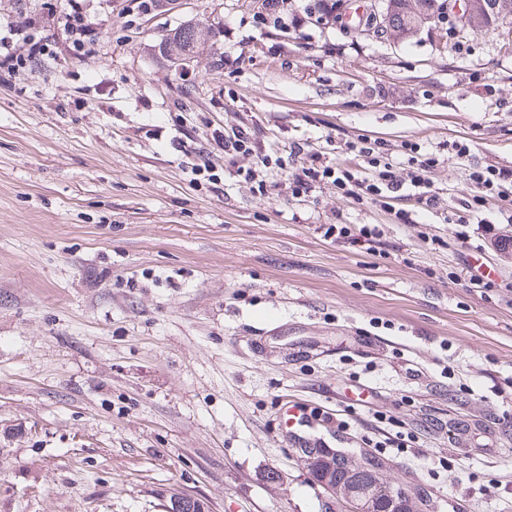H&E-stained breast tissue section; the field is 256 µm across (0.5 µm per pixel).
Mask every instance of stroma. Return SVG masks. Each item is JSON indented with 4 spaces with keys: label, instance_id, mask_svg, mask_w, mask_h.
<instances>
[{
    "label": "stroma",
    "instance_id": "1",
    "mask_svg": "<svg viewBox=\"0 0 512 512\" xmlns=\"http://www.w3.org/2000/svg\"><path fill=\"white\" fill-rule=\"evenodd\" d=\"M70 12L0 0L47 45L0 72V512H165L177 493L341 512L282 437L285 396L415 512H512V196L466 211L473 168L512 169V45L445 14L364 35L321 0H83L77 47ZM190 19L221 33L177 70L157 46ZM239 126L256 151L225 155L214 134ZM362 139L399 169L405 143L436 154L447 213L239 175L265 155L298 170L306 141L354 171ZM385 436L407 452L371 448ZM335 229L337 231L338 236L343 237H355L354 239L358 240L364 238L367 242H376L377 239L382 235L383 231L379 228L377 224H363L358 228H355L356 231L352 234V229L348 227L346 224H329V227L325 228L324 236H330L335 233ZM357 237V238H356Z\"/></svg>",
    "mask_w": 512,
    "mask_h": 512
}]
</instances>
